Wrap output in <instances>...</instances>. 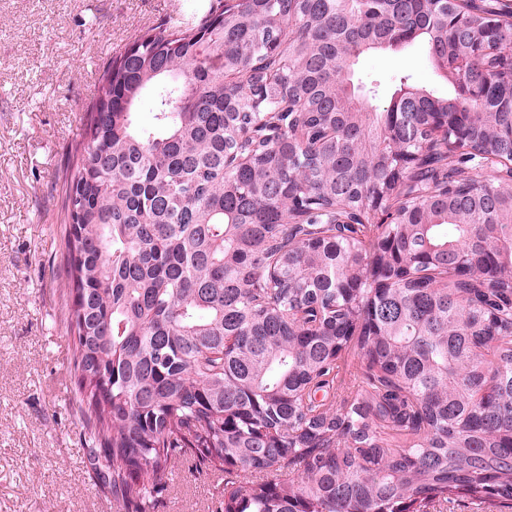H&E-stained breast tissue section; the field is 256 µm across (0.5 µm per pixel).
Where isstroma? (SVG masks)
Instances as JSON below:
<instances>
[{"mask_svg":"<svg viewBox=\"0 0 512 512\" xmlns=\"http://www.w3.org/2000/svg\"><path fill=\"white\" fill-rule=\"evenodd\" d=\"M178 2L0 0V512H119L73 403L59 175L104 64ZM403 74L449 90L418 42L362 56L354 79L381 103ZM223 497L185 462L157 512H220Z\"/></svg>","mask_w":512,"mask_h":512,"instance_id":"obj_1","label":"stroma"}]
</instances>
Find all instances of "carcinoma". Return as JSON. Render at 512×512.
Listing matches in <instances>:
<instances>
[{"instance_id": "obj_1", "label": "carcinoma", "mask_w": 512, "mask_h": 512, "mask_svg": "<svg viewBox=\"0 0 512 512\" xmlns=\"http://www.w3.org/2000/svg\"><path fill=\"white\" fill-rule=\"evenodd\" d=\"M453 8L200 0L104 66L68 152L62 312L120 512L188 459L224 512L512 503V181L466 175L512 164V58L506 21ZM416 41L452 91L402 75L376 107L359 58ZM352 347L362 392L317 402Z\"/></svg>"}]
</instances>
